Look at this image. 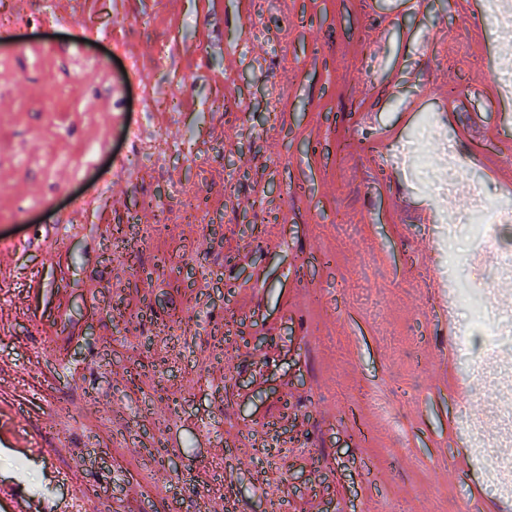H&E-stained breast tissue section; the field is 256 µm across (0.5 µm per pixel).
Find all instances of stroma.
Wrapping results in <instances>:
<instances>
[{"mask_svg":"<svg viewBox=\"0 0 512 512\" xmlns=\"http://www.w3.org/2000/svg\"><path fill=\"white\" fill-rule=\"evenodd\" d=\"M479 2L0 0V361L52 458L0 454V485L67 500L80 458L112 512H496L481 371L425 279L456 268L448 211L377 174L431 116L512 199ZM136 128L171 150L123 177ZM187 190L198 223L157 227ZM462 418L465 420L469 436L470 447L479 448L478 465L479 470L493 471L500 476H512V448L489 447L485 441L483 432L478 421L467 411H462ZM494 479L486 483L485 487L490 495H496L499 491V480Z\"/></svg>","mask_w":512,"mask_h":512,"instance_id":"1","label":"stroma"}]
</instances>
